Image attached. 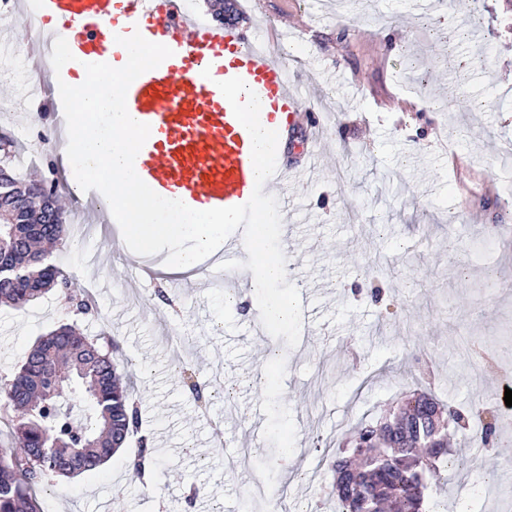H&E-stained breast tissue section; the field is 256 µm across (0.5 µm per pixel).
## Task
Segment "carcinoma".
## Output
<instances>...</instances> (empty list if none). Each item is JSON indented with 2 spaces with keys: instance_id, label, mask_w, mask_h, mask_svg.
Listing matches in <instances>:
<instances>
[{
  "instance_id": "1",
  "label": "carcinoma",
  "mask_w": 512,
  "mask_h": 512,
  "mask_svg": "<svg viewBox=\"0 0 512 512\" xmlns=\"http://www.w3.org/2000/svg\"><path fill=\"white\" fill-rule=\"evenodd\" d=\"M0 169V303L25 307L55 290L71 306L90 310L61 266L42 250L64 246L67 225L58 201ZM63 324L42 336L10 376L0 378V512H42L37 494L55 477L97 469L141 426V414L122 385L119 368L132 361L118 346ZM500 415L493 407L461 409L427 392L415 393L401 418L386 416L355 430L352 458H338L332 496L337 512H428L427 476L436 463L462 467L448 449V429L466 430L482 447L494 443ZM154 463L140 441L132 472L142 478Z\"/></svg>"
}]
</instances>
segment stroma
<instances>
[{"mask_svg": "<svg viewBox=\"0 0 512 512\" xmlns=\"http://www.w3.org/2000/svg\"><path fill=\"white\" fill-rule=\"evenodd\" d=\"M238 27L266 20L282 36L270 52L312 112L328 120L314 171L280 189L288 281L300 291L302 329L286 359L271 358L237 288L161 274L132 284L120 228L69 237L72 286L109 279L88 335L107 332L135 362L143 426L159 462L154 481L131 478L128 442L90 473L57 477L43 512H334L328 457L343 456L359 423L418 390L431 361L434 394L467 408L498 402L512 386V0H232ZM0 134L31 146L21 176L58 183L70 215L82 204L40 118L25 98L30 76L20 18L0 12ZM472 103L459 111L458 100ZM455 147L449 163L442 143ZM97 251L95 265L86 255ZM70 317L55 292L0 306V377ZM211 402L202 413L175 370L184 344ZM484 350L494 368L470 355ZM465 468L444 469L434 512H512V473L457 434ZM287 449L281 460L270 447ZM262 475L272 491L253 498ZM194 483L198 494L185 499Z\"/></svg>", "mask_w": 512, "mask_h": 512, "instance_id": "obj_1", "label": "stroma"}]
</instances>
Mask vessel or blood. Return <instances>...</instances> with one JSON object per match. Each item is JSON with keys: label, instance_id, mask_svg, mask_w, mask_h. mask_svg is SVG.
Wrapping results in <instances>:
<instances>
[{"label": "vessel or blood", "instance_id": "obj_1", "mask_svg": "<svg viewBox=\"0 0 512 512\" xmlns=\"http://www.w3.org/2000/svg\"><path fill=\"white\" fill-rule=\"evenodd\" d=\"M21 21L39 28L29 42L38 63L50 61L59 36L80 64L108 62L111 38L135 31L171 49L127 91L128 112L151 128L134 167L154 192L198 210L244 204L255 187L251 137L219 82L241 78L262 107L286 113L289 123L306 111L286 67L261 42L233 24L212 26L186 0H34ZM242 247L243 234L235 232L210 267L236 258Z\"/></svg>", "mask_w": 512, "mask_h": 512}]
</instances>
